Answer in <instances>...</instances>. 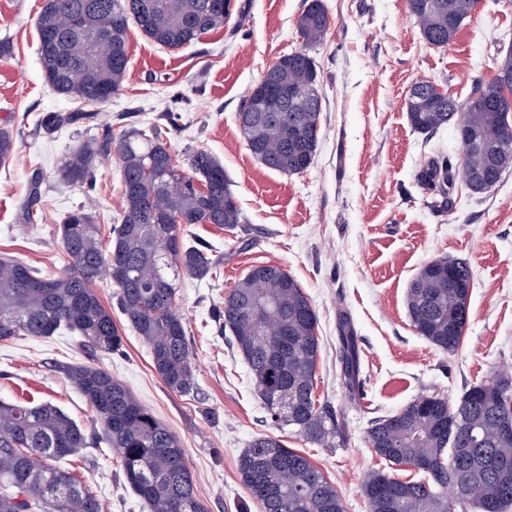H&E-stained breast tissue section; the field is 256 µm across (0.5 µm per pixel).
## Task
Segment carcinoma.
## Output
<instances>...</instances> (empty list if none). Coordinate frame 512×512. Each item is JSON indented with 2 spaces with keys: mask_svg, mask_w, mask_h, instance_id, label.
Instances as JSON below:
<instances>
[{
  "mask_svg": "<svg viewBox=\"0 0 512 512\" xmlns=\"http://www.w3.org/2000/svg\"><path fill=\"white\" fill-rule=\"evenodd\" d=\"M231 0H46L37 18L44 78L58 95L78 98L85 109L45 112L36 132L53 135L65 127H94L59 169V179L93 188L99 163L118 160L123 182L121 221L103 245L95 216L84 206L61 225L69 267L58 275L0 257V341L47 337L64 328L96 354L123 351L125 336L92 284L114 271L120 313L149 349L154 370L172 391L196 390L185 322L177 311L176 280L205 278L223 264L206 244L184 237L185 224L244 223L223 163L196 149L187 167L176 165L167 143L130 128L112 136V123L96 106L117 93L128 66L129 22L154 43L179 49L224 27ZM475 0H409L421 19L424 39L450 45ZM85 14L106 31L103 46L58 25L59 14ZM330 18L321 0H311L297 19L300 49L281 56L255 83L238 113L248 149L267 169L300 174L314 163L320 140L322 93L310 50L320 45ZM512 50L498 61L496 75L465 101L436 91L427 80L412 85L404 106L412 129L430 137L450 127L462 150L463 178L475 175L470 191L485 194L512 167ZM493 140L492 155L481 145ZM15 151L13 133L0 129V163ZM421 182L450 195L455 172L438 154L422 170ZM43 178L35 172L22 202L34 222ZM467 262L440 257L427 262L406 292L408 316L417 333L436 348L454 353L469 321L465 311L473 287ZM235 346L248 365L271 422L328 444L343 429L330 406L315 393L320 353L318 319L309 297L284 269H251L218 307ZM340 376L349 398L361 395L360 363L350 319L338 322ZM70 381L95 413L102 439L121 453L127 484L150 512H207L198 497L180 438L139 402L112 374L94 363L67 368ZM366 439L375 454L423 473L400 480L382 470L363 484L369 512H509L512 508V378L496 375L473 385L451 404L420 395L393 414L371 421ZM89 433L50 403L20 406L0 401V512H102L98 498L57 462L80 457ZM241 481L261 512H344L336 486L305 455L270 436L256 437L238 459Z\"/></svg>",
  "mask_w": 512,
  "mask_h": 512,
  "instance_id": "cac0c4a2",
  "label": "carcinoma"
}]
</instances>
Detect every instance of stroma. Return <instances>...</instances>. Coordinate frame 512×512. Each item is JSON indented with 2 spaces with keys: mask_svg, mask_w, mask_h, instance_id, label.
I'll list each match as a JSON object with an SVG mask.
<instances>
[{
  "mask_svg": "<svg viewBox=\"0 0 512 512\" xmlns=\"http://www.w3.org/2000/svg\"><path fill=\"white\" fill-rule=\"evenodd\" d=\"M310 0H233L221 29L172 50L137 26L128 35L129 64L121 90L100 105L121 136L132 126L157 127L177 161L191 148L217 156L245 217L228 230L186 227L189 239L224 255L214 278L177 281L176 304L197 366L194 394L170 391L152 367L147 346L115 311L109 274L95 291L126 337L124 354L97 363L122 382L181 439L185 460L208 512H259L238 474L252 440L272 434L303 453L336 485L345 512H368L365 476L389 468L404 479L409 467H387L364 435L375 418L394 413L422 394L456 401L470 386L512 368V168L499 185L474 195L456 180L450 200L428 192L418 177L436 147L457 149L452 129L425 138L410 126L405 95L414 80L466 100L496 73L512 46V0H476L454 42L424 39L407 0H323L330 27L313 49L323 95L322 129L314 164L283 175L264 168L239 130L238 112L250 87L280 56L302 41L296 20ZM45 0H0V128L16 140L0 164V254L50 275L68 256L59 226L68 213L96 200L101 232L117 223L122 197L119 164L100 163L93 192L60 181L58 170L78 137L63 129L46 138L34 125L41 113L79 108L55 94L39 59L36 19ZM43 172V196L34 223L20 209L33 168ZM448 256L474 273L470 321L457 353L440 351L412 326L405 295L428 261ZM276 265L296 279L318 317L320 402L338 415L343 436L326 447L291 427L271 425L248 366L214 316L225 295L249 270ZM348 313L360 353L362 394L350 401L340 380L336 325ZM85 354L76 336H22L0 341V400L51 403L84 428L93 413L66 375ZM59 466L100 500L103 512H149L130 490L118 452L106 444Z\"/></svg>",
  "mask_w": 512,
  "mask_h": 512,
  "instance_id": "1",
  "label": "stroma"
}]
</instances>
